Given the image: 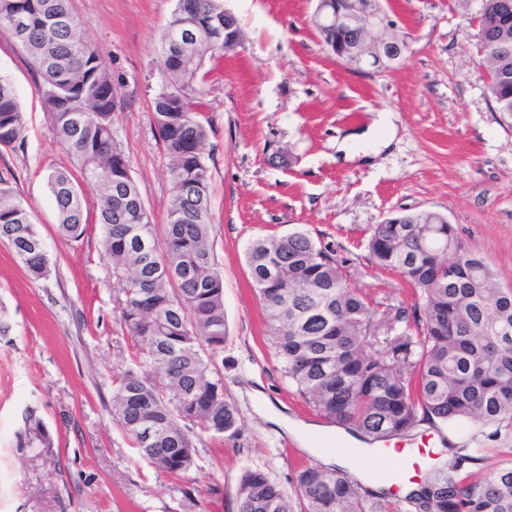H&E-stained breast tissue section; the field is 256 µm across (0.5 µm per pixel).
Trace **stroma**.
<instances>
[{
    "instance_id": "1",
    "label": "stroma",
    "mask_w": 512,
    "mask_h": 512,
    "mask_svg": "<svg viewBox=\"0 0 512 512\" xmlns=\"http://www.w3.org/2000/svg\"><path fill=\"white\" fill-rule=\"evenodd\" d=\"M243 30L235 51L216 54L198 79L197 117L208 128L212 238L224 278L228 338L215 375L241 413V435L194 428L196 465L174 477L133 448L113 414V378L136 341L121 320L122 293L102 251L98 201L87 194V231L62 238L48 174L73 164L50 133L39 76L10 32L0 30V79L26 114L23 145L0 153V176L29 205L49 260L35 280L0 244V512H237L241 474L267 472L293 490L302 465L325 462L343 441L289 385L266 339L263 306L245 263L248 242L294 230L333 244L352 287L393 306L413 301L398 273L370 264L367 230L385 216L434 209L462 244L512 286V114L498 111L475 67L469 33L475 0H383L409 44L402 65L370 75L339 63L309 19L315 0H223ZM175 0H72L124 99L112 115L156 232L171 200L168 158L152 104L164 80L160 36ZM388 112L398 129L372 157L347 160L336 142ZM287 154L289 165L277 161ZM315 429L321 455L267 416V405ZM50 446L31 447L34 426ZM469 421L416 438L454 455L483 446L482 474L512 459V439L480 437Z\"/></svg>"
}]
</instances>
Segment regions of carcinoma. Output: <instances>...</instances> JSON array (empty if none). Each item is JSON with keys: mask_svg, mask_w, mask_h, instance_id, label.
Here are the masks:
<instances>
[{"mask_svg": "<svg viewBox=\"0 0 512 512\" xmlns=\"http://www.w3.org/2000/svg\"><path fill=\"white\" fill-rule=\"evenodd\" d=\"M474 33L479 66L498 110L512 114V15L499 0H479ZM191 21L197 37L224 24L221 0H176L168 28ZM24 26L17 40L41 78L38 94L50 131L70 148L77 171L56 169L47 184L60 234L87 230L81 184L99 195L103 249L124 295L122 319L139 347L134 366L115 378V416L142 458L179 476L195 463L191 430L235 439L240 412L213 375L228 328L224 283L212 242L208 130L189 112H174L164 92L152 105L154 128L170 159L172 201L163 248L124 154L112 143L117 102L99 52L81 36L70 0H0V28ZM167 55L171 86L195 99L197 74ZM26 117L13 87L0 81V151L23 144ZM401 224L368 228L369 261L394 270L417 292L410 307L376 321L381 304L350 287L331 244L295 230L257 238L245 250L263 303L271 347L284 377L329 424L372 445L423 422L475 421L485 436H512V288H502L487 261L461 248L436 211L397 214ZM28 206L0 177V243L31 277L48 275V258ZM179 271L172 282L158 266ZM476 453L431 466L397 512H512V459L477 476ZM359 480L310 464L290 495L260 469L242 473L237 512H370Z\"/></svg>", "mask_w": 512, "mask_h": 512, "instance_id": "1", "label": "carcinoma"}]
</instances>
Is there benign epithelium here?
Masks as SVG:
<instances>
[{
  "label": "benign epithelium",
  "mask_w": 512,
  "mask_h": 512,
  "mask_svg": "<svg viewBox=\"0 0 512 512\" xmlns=\"http://www.w3.org/2000/svg\"><path fill=\"white\" fill-rule=\"evenodd\" d=\"M310 22L335 30L356 31L358 38L354 46L336 54V59L355 69L369 67L379 72L401 65L407 57V42L392 33L395 20L387 11L374 6L373 0H347L341 9L333 8L332 0H318ZM220 40L224 41L226 54L235 51L241 42L237 18L227 10L224 32H214L207 41L189 38L181 44L184 60L192 65L204 62L209 46Z\"/></svg>",
  "instance_id": "7a95c632"
}]
</instances>
